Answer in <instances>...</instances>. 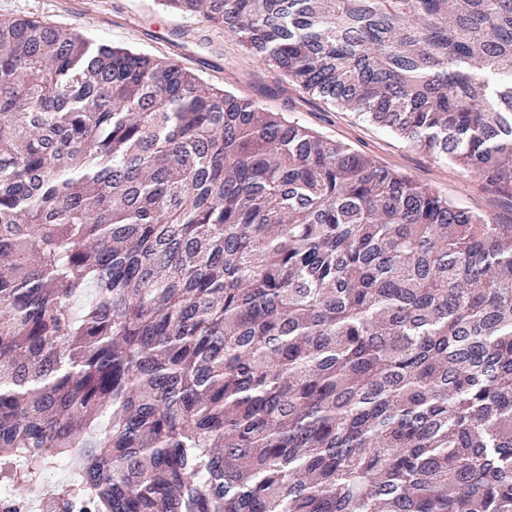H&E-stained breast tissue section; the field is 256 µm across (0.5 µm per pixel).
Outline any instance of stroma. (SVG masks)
<instances>
[{
    "label": "stroma",
    "mask_w": 512,
    "mask_h": 512,
    "mask_svg": "<svg viewBox=\"0 0 512 512\" xmlns=\"http://www.w3.org/2000/svg\"><path fill=\"white\" fill-rule=\"evenodd\" d=\"M16 17L53 22L177 64L206 84L255 100L263 111L284 113L468 211L512 224V198L488 188L477 174L353 110L308 95L202 15L170 12L159 0H0V19Z\"/></svg>",
    "instance_id": "obj_1"
}]
</instances>
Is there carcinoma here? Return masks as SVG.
Segmentation results:
<instances>
[{
	"label": "carcinoma",
	"mask_w": 512,
	"mask_h": 512,
	"mask_svg": "<svg viewBox=\"0 0 512 512\" xmlns=\"http://www.w3.org/2000/svg\"><path fill=\"white\" fill-rule=\"evenodd\" d=\"M164 6L512 197V0ZM1 258L10 512H512V224L21 17Z\"/></svg>",
	"instance_id": "cac0c4a2"
}]
</instances>
